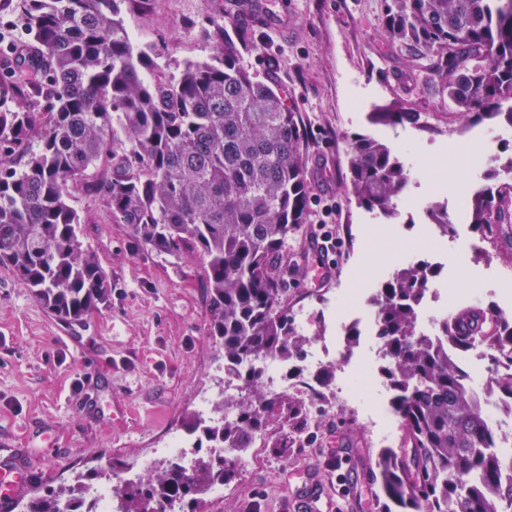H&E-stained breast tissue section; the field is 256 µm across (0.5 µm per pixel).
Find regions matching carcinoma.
<instances>
[{"mask_svg":"<svg viewBox=\"0 0 512 512\" xmlns=\"http://www.w3.org/2000/svg\"><path fill=\"white\" fill-rule=\"evenodd\" d=\"M124 0H27L29 40L0 74V265L58 318L78 321L108 302L111 284L79 240L71 191L104 160L110 177L96 193L147 247L204 261L209 335L238 369L241 394L213 403L218 425L197 433L205 455L190 467L171 460L137 482L112 487L117 512H196L211 485L231 483L236 467L212 444L249 448L256 435L282 447L275 420L301 426L308 412L270 397L254 361L304 357L309 339L282 301L283 281L303 256L288 236L306 223L307 151L285 90L257 76L237 47L183 63L169 82L153 81L150 53L136 48L120 18ZM383 28L409 55L411 77L467 121L512 127V0H384ZM372 120L424 126L403 99ZM348 173L358 204L389 221L399 215L409 171L385 142L350 139ZM470 224L512 263V184L466 203ZM437 271L426 263L394 268L370 299L387 361L380 368L399 418V448L376 463L381 512H512V455L496 448L487 409L512 412V374L479 385L448 345L481 336L512 366V313L467 306L416 331L417 309ZM109 472L79 473L37 490L24 512H84L82 496Z\"/></svg>","mask_w":512,"mask_h":512,"instance_id":"obj_1","label":"carcinoma"}]
</instances>
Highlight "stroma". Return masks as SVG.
I'll use <instances>...</instances> for the list:
<instances>
[{
	"mask_svg": "<svg viewBox=\"0 0 512 512\" xmlns=\"http://www.w3.org/2000/svg\"><path fill=\"white\" fill-rule=\"evenodd\" d=\"M383 8V0H257L253 11L232 14L226 0H126L122 7L126 28L141 36L138 48L168 79L177 64L215 58L221 40L255 30L256 43L240 47V56L288 93L308 154V218L288 239L289 251L306 260L289 274L284 298L314 343L336 323L354 325L351 308L365 307L367 288L389 277L399 254L440 262L434 286L464 289L470 304H511L492 276L512 265L490 245L478 259L463 249L471 224L428 233L429 204L470 176L449 157L486 128L468 125L407 78L406 54L382 29ZM398 97L426 113L427 129L371 123L372 112ZM357 133L393 147L418 180L397 221L376 219L345 187L348 142ZM436 157L446 162L439 172L431 166ZM108 172L95 166L71 196L80 240L112 284L105 306L60 321L0 266V459L30 475L0 512L74 469L125 474L183 431L224 363L208 334L202 260L151 250L117 221L90 189ZM326 231L341 245L325 273L312 243ZM389 401L382 382L356 379L351 401L337 402L305 441L256 450L254 467L238 473L224 499L205 500L202 512H379L376 460L381 449L398 447L402 430L398 417L372 406Z\"/></svg>",
	"mask_w": 512,
	"mask_h": 512,
	"instance_id": "1",
	"label": "stroma"
}]
</instances>
